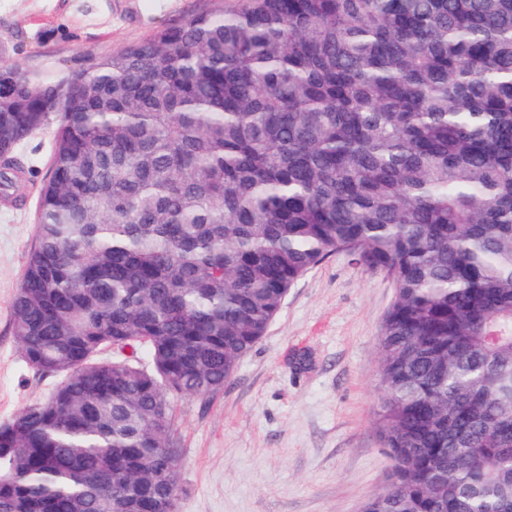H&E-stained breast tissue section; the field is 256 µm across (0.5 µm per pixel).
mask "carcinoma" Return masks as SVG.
Segmentation results:
<instances>
[{
    "instance_id": "cac0c4a2",
    "label": "carcinoma",
    "mask_w": 512,
    "mask_h": 512,
    "mask_svg": "<svg viewBox=\"0 0 512 512\" xmlns=\"http://www.w3.org/2000/svg\"><path fill=\"white\" fill-rule=\"evenodd\" d=\"M70 79L0 106L5 149L58 123L12 328L61 377L0 512H175L176 403L335 253L396 290L363 512H512V0H245Z\"/></svg>"
}]
</instances>
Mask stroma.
I'll list each match as a JSON object with an SVG mask.
<instances>
[{
  "mask_svg": "<svg viewBox=\"0 0 512 512\" xmlns=\"http://www.w3.org/2000/svg\"><path fill=\"white\" fill-rule=\"evenodd\" d=\"M242 0H0V67L55 84L102 59ZM56 125L17 149L23 176L0 193V424L44 399L57 380L21 357L11 306L51 175ZM392 281L342 254L288 292L266 335L223 390L179 401L172 436L182 457L176 512H362L390 482L379 436L377 354Z\"/></svg>",
  "mask_w": 512,
  "mask_h": 512,
  "instance_id": "obj_1",
  "label": "stroma"
}]
</instances>
